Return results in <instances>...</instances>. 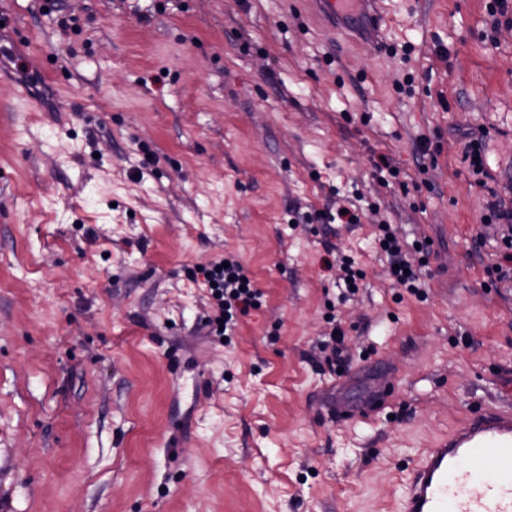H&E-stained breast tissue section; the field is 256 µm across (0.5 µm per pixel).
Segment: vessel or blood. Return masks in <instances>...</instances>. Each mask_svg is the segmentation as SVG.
I'll return each instance as SVG.
<instances>
[{
	"label": "vessel or blood",
	"instance_id": "b4317fda",
	"mask_svg": "<svg viewBox=\"0 0 512 512\" xmlns=\"http://www.w3.org/2000/svg\"><path fill=\"white\" fill-rule=\"evenodd\" d=\"M382 0H307L338 32L379 46L386 23ZM391 396L372 394L360 407H337V422L365 419ZM402 512H512V409L471 412L412 465Z\"/></svg>",
	"mask_w": 512,
	"mask_h": 512
}]
</instances>
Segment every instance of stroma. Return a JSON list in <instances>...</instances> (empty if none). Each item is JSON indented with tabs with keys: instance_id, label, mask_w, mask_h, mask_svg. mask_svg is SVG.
Masks as SVG:
<instances>
[{
	"instance_id": "stroma-1",
	"label": "stroma",
	"mask_w": 512,
	"mask_h": 512,
	"mask_svg": "<svg viewBox=\"0 0 512 512\" xmlns=\"http://www.w3.org/2000/svg\"><path fill=\"white\" fill-rule=\"evenodd\" d=\"M488 3L386 0L376 51L303 0H0L31 37L11 56L62 68L46 112L0 87V512H400L425 448L512 408V290L459 163L485 129L512 182V26ZM383 224L430 241L422 296L393 285ZM225 255L263 299L222 338L192 274ZM389 387L370 419L325 416Z\"/></svg>"
}]
</instances>
